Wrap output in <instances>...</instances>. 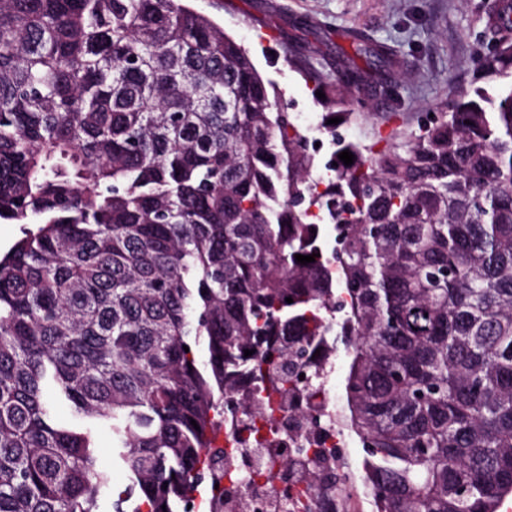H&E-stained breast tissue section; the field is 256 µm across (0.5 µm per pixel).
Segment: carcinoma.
Here are the masks:
<instances>
[{"instance_id": "carcinoma-1", "label": "carcinoma", "mask_w": 512, "mask_h": 512, "mask_svg": "<svg viewBox=\"0 0 512 512\" xmlns=\"http://www.w3.org/2000/svg\"><path fill=\"white\" fill-rule=\"evenodd\" d=\"M343 37L375 80L340 57L310 73L331 134L407 66ZM481 44L448 111L380 151L343 142L355 160L320 190L274 84L184 0H0V220L25 225L0 256V512H188L223 478L214 433L249 414L234 370L267 336L288 337L278 379L341 358L336 426L372 512H499L512 22ZM310 479L345 512L350 474Z\"/></svg>"}]
</instances>
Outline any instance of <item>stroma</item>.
<instances>
[{"mask_svg":"<svg viewBox=\"0 0 512 512\" xmlns=\"http://www.w3.org/2000/svg\"><path fill=\"white\" fill-rule=\"evenodd\" d=\"M476 0H193L194 9L223 26L252 54L258 69L277 87L290 114L308 116V135H319L323 107L303 70L308 57L327 61L355 57L341 36L365 27L393 44L408 60L395 105L377 99L372 109L344 124L348 139L366 145L391 130L407 132L426 117L446 111L450 100L475 74L483 51L484 21ZM326 21L323 31L308 28Z\"/></svg>","mask_w":512,"mask_h":512,"instance_id":"stroma-1","label":"stroma"}]
</instances>
